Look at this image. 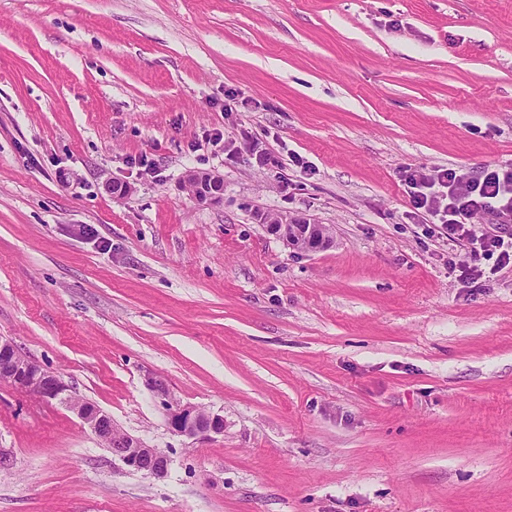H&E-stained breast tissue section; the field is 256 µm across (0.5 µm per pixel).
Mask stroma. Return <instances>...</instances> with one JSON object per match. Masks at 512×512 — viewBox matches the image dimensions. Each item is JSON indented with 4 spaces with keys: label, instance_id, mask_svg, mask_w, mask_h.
<instances>
[{
    "label": "stroma",
    "instance_id": "35a3bbf8",
    "mask_svg": "<svg viewBox=\"0 0 512 512\" xmlns=\"http://www.w3.org/2000/svg\"><path fill=\"white\" fill-rule=\"evenodd\" d=\"M419 167L512 168V0H0V336L171 459L0 381V512H512V265L464 276ZM186 181L193 189L195 197L204 204L219 203L224 196V180L221 177L198 172H188ZM272 224H281V225H301L295 227L294 236L289 235L285 238L288 240V245L295 246L294 241L299 240V238H304L308 243V247L311 251H317L322 249L328 242L329 236L327 235L326 229L321 224H316L315 222L307 221V220H298L288 222L287 218H280L274 220ZM291 244V245H290ZM292 247V246H291ZM146 382L166 410L171 432L197 441L211 439L213 435H223V415L204 412L195 406L174 402L166 385L156 377L148 376Z\"/></svg>",
    "mask_w": 512,
    "mask_h": 512
}]
</instances>
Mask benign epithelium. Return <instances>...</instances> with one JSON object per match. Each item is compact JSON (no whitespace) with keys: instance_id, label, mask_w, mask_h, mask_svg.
Instances as JSON below:
<instances>
[{"instance_id":"7a95c632","label":"benign epithelium","mask_w":512,"mask_h":512,"mask_svg":"<svg viewBox=\"0 0 512 512\" xmlns=\"http://www.w3.org/2000/svg\"><path fill=\"white\" fill-rule=\"evenodd\" d=\"M186 181L198 201L213 204L223 200L224 180L221 177L189 172ZM296 224L295 234L286 236L289 244L303 238L313 251L327 244L329 236L322 225L307 220H298ZM1 375L9 376L16 387L37 393L46 401L62 400L68 410L112 451V456L118 458L129 470L158 478L167 473L170 459L164 452L117 428L112 423V417L105 411L98 407L90 408L84 401L74 398L55 372L26 356L12 340L0 336ZM147 385L166 410L171 432L197 441L224 434V416L173 401L166 385L155 377L147 378Z\"/></svg>"}]
</instances>
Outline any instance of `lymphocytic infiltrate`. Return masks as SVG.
Segmentation results:
<instances>
[{"label": "lymphocytic infiltrate", "mask_w": 512, "mask_h": 512, "mask_svg": "<svg viewBox=\"0 0 512 512\" xmlns=\"http://www.w3.org/2000/svg\"><path fill=\"white\" fill-rule=\"evenodd\" d=\"M415 210L430 223L442 225L448 239L465 247L471 276L482 277L481 256L496 251L500 265L512 262V237L476 236L472 221L482 216L500 224L512 222V170H484L481 176L464 179L445 170L420 169L407 178Z\"/></svg>", "instance_id": "1"}]
</instances>
